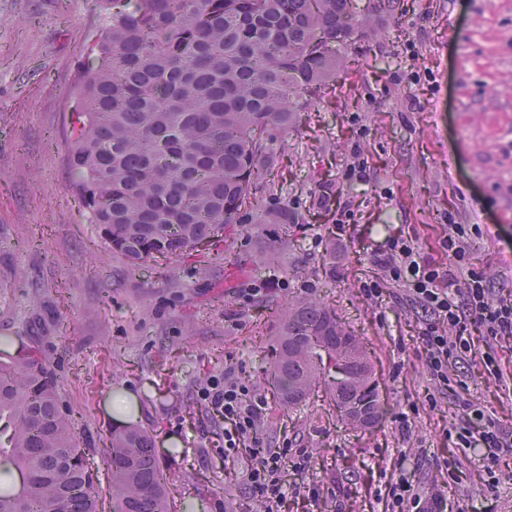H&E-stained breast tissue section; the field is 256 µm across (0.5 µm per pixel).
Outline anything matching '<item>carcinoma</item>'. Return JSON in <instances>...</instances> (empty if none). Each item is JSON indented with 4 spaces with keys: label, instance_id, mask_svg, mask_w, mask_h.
<instances>
[{
    "label": "carcinoma",
    "instance_id": "cac0c4a2",
    "mask_svg": "<svg viewBox=\"0 0 512 512\" xmlns=\"http://www.w3.org/2000/svg\"><path fill=\"white\" fill-rule=\"evenodd\" d=\"M95 57L76 86L65 131L72 188L105 243L137 264L217 244L260 224L253 193L273 130L327 95L348 34L389 14L393 0H104ZM281 398L305 401L332 378L342 420L382 410L369 360L342 345L336 316L292 304L276 348ZM112 512H171L150 435L115 429L104 449ZM0 460L25 476L0 490V512H99V492L76 419L37 350L0 363Z\"/></svg>",
    "mask_w": 512,
    "mask_h": 512
}]
</instances>
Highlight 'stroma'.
Instances as JSON below:
<instances>
[{
    "label": "stroma",
    "instance_id": "obj_1",
    "mask_svg": "<svg viewBox=\"0 0 512 512\" xmlns=\"http://www.w3.org/2000/svg\"><path fill=\"white\" fill-rule=\"evenodd\" d=\"M104 16L102 0H0V339L35 349L56 376L112 512L102 450L121 421L151 435L172 512H253L248 455L224 459V424L197 404L211 377H236L266 398L264 448H310L315 474L342 483L353 512H383L374 491L397 465L419 485L447 484L450 507L512 512V456L497 497L482 493L479 448L448 436L453 397L429 407L434 383L417 356L423 313L398 295L360 293L370 247L413 239L447 264L449 221L475 225L465 261L493 293L512 291V0H397L375 33L347 50L348 71L324 100L274 132L256 181L266 211L287 219L239 225L210 249L131 266L104 242L70 186L64 117L80 62ZM347 175L359 220L336 239L316 202ZM311 297L359 336L382 406L368 429L345 425L326 384L299 406L281 402L271 365L290 301ZM457 368L470 394L512 431V399L484 371L512 369V341L486 345ZM406 413L409 433L393 416ZM457 465L456 480L437 468Z\"/></svg>",
    "mask_w": 512,
    "mask_h": 512
}]
</instances>
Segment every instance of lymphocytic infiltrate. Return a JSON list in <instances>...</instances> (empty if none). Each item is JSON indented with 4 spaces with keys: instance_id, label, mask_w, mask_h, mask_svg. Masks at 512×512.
Here are the masks:
<instances>
[{
    "instance_id": "1",
    "label": "lymphocytic infiltrate",
    "mask_w": 512,
    "mask_h": 512,
    "mask_svg": "<svg viewBox=\"0 0 512 512\" xmlns=\"http://www.w3.org/2000/svg\"><path fill=\"white\" fill-rule=\"evenodd\" d=\"M462 225H450L442 248L448 267L422 259L413 244L397 239L388 248L371 250L369 262L374 280L362 286L363 295L379 300L387 282L406 287L426 318L419 328L418 356L432 379L450 385L449 371L472 353V330H479L486 342L512 339V291L496 295L482 272H460L464 259ZM201 401L224 423V454L233 456L248 447L250 464L243 476L247 498L260 504L263 512H280L289 494L306 491L307 498L319 502L321 484L311 480L306 488L293 485L282 472L281 460L291 457L295 471L309 470L312 453L306 448L272 451L257 446V429L266 408L262 398L251 394L246 385L231 378L213 380L199 394ZM461 424L455 429L460 448H483L479 461L483 486L496 493L500 480L497 471L501 456L512 454V434L506 433L486 407L473 399L467 388L454 394ZM388 512H445L444 491L432 492L415 484L406 472L385 487Z\"/></svg>"
}]
</instances>
